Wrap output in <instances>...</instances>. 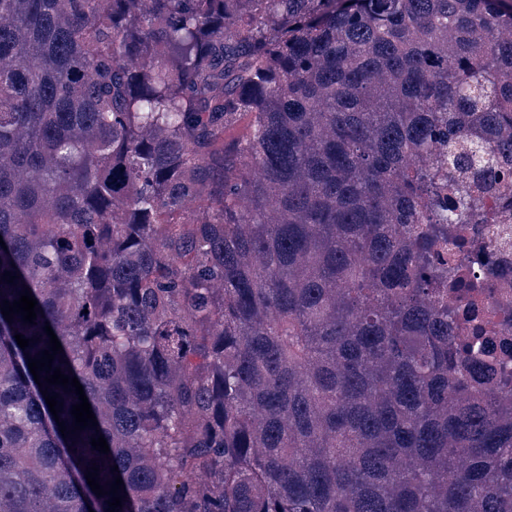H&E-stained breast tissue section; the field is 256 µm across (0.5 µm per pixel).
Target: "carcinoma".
Returning a JSON list of instances; mask_svg holds the SVG:
<instances>
[{
  "instance_id": "1",
  "label": "carcinoma",
  "mask_w": 512,
  "mask_h": 512,
  "mask_svg": "<svg viewBox=\"0 0 512 512\" xmlns=\"http://www.w3.org/2000/svg\"><path fill=\"white\" fill-rule=\"evenodd\" d=\"M511 208L512 0H0V512H512ZM505 227L506 235L511 237V256L505 262L498 258L499 253L498 243L495 244V250L497 252V261L489 264L483 270L484 276L493 285V293H486L484 298V308L486 316H491L494 310L497 308L498 302L502 296L507 295L510 299L512 306V225L511 224H497ZM511 258V259H510ZM493 355L502 362H507L508 370L512 376V322L507 328H503L490 335Z\"/></svg>"
}]
</instances>
